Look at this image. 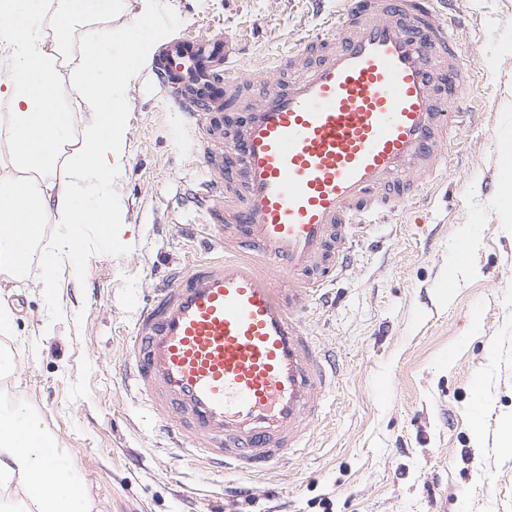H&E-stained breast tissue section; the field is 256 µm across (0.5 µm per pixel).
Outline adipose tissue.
<instances>
[{"instance_id":"ef3b65f1","label":"adipose tissue","mask_w":512,"mask_h":512,"mask_svg":"<svg viewBox=\"0 0 512 512\" xmlns=\"http://www.w3.org/2000/svg\"><path fill=\"white\" fill-rule=\"evenodd\" d=\"M114 7V0H0V38L11 50L15 72L4 90L12 105L4 115L9 156L24 171L52 169L71 128L55 75L62 42L90 20L102 23L94 41L83 47L73 73L90 118L83 127L82 145L68 162L65 181H50L37 190L21 180L0 185L1 273L17 266L19 238L38 237L44 225L56 224L62 234L50 249L32 252L28 261L52 270L65 263L73 277H80L83 262L76 229L95 224L109 234L118 230L110 203L87 207L79 197L91 190L93 176L112 179V159L125 138L122 87L135 72V59L151 54L158 34L148 29L132 37L104 25ZM115 43L121 44V52H109ZM47 434L44 420L25 402L0 403V512H91L76 468L66 461L56 469L46 465L42 440Z\"/></svg>"}]
</instances>
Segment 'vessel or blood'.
I'll return each mask as SVG.
<instances>
[{"label": "vessel or blood", "mask_w": 512, "mask_h": 512, "mask_svg": "<svg viewBox=\"0 0 512 512\" xmlns=\"http://www.w3.org/2000/svg\"><path fill=\"white\" fill-rule=\"evenodd\" d=\"M324 30L241 99L223 33L161 42L159 91L190 142L204 250L136 314L124 382L174 450L220 476L306 447L337 380L309 322L373 224L448 173L469 89L446 0H336Z\"/></svg>", "instance_id": "1"}]
</instances>
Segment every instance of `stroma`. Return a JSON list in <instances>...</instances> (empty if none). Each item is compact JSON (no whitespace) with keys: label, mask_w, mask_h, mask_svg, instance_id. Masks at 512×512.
Returning <instances> with one entry per match:
<instances>
[{"label":"stroma","mask_w":512,"mask_h":512,"mask_svg":"<svg viewBox=\"0 0 512 512\" xmlns=\"http://www.w3.org/2000/svg\"><path fill=\"white\" fill-rule=\"evenodd\" d=\"M334 0H156L169 37L223 31L243 65L319 33ZM472 113L431 203L369 228L336 305L313 328L343 369L306 449L258 477L250 499L165 448L118 367L134 316L168 265L198 256L178 227L192 219L194 173L179 117L153 88L151 61L123 88L124 153L112 175L110 238L84 227V273L62 266L51 293L39 270L7 282L18 358L9 394L45 418L86 479L95 512H512V222L496 205L502 142L512 140V0H460ZM97 22L73 32L56 62L73 114L68 151L89 112L71 74ZM466 241L463 255L454 245ZM482 380L484 407L470 413Z\"/></svg>","instance_id":"obj_1"}]
</instances>
